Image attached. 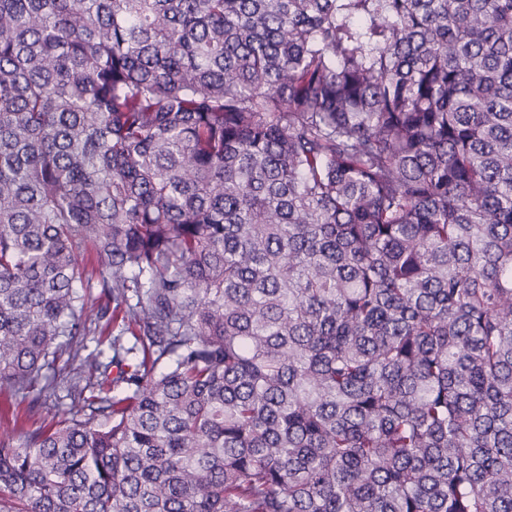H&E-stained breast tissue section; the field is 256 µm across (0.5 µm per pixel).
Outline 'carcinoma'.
<instances>
[{"mask_svg":"<svg viewBox=\"0 0 512 512\" xmlns=\"http://www.w3.org/2000/svg\"><path fill=\"white\" fill-rule=\"evenodd\" d=\"M61 383L0 512H512V0H0V390Z\"/></svg>","mask_w":512,"mask_h":512,"instance_id":"obj_1","label":"carcinoma"}]
</instances>
